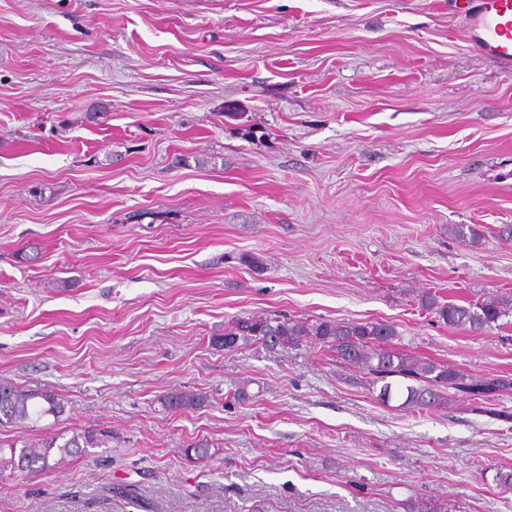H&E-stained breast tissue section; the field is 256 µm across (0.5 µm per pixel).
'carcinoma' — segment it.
Wrapping results in <instances>:
<instances>
[{"instance_id":"1","label":"carcinoma","mask_w":512,"mask_h":512,"mask_svg":"<svg viewBox=\"0 0 512 512\" xmlns=\"http://www.w3.org/2000/svg\"><path fill=\"white\" fill-rule=\"evenodd\" d=\"M425 308L450 326L481 331L512 311V296L500 297L480 304L459 305L442 302L436 295L422 298ZM399 332L391 323L335 321L312 322L293 320L285 314H271L236 320L224 330V349L233 350L241 340H254L269 352H286L303 342L320 345L335 353L336 363L357 369L367 377L368 390L377 399L390 402L393 395L403 397L401 406L427 410L443 406L449 389L468 394L475 400H489L512 390V378L491 376L473 378L460 369L408 352L395 344ZM201 394L173 391L163 399L172 412L193 409L204 403ZM65 411L58 396L46 389H24L8 381H0V426L23 428L28 422L46 415L55 418ZM107 435L87 431L62 443L53 438L31 443L19 438L9 444V452L0 448V473L5 471L40 474L54 467V456L65 458L83 449L106 443ZM442 503L430 498H411L406 512H444Z\"/></svg>"}]
</instances>
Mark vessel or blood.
Wrapping results in <instances>:
<instances>
[{
	"label": "vessel or blood",
	"mask_w": 512,
	"mask_h": 512,
	"mask_svg": "<svg viewBox=\"0 0 512 512\" xmlns=\"http://www.w3.org/2000/svg\"><path fill=\"white\" fill-rule=\"evenodd\" d=\"M465 36L484 57L512 65V0H466Z\"/></svg>",
	"instance_id": "obj_1"
}]
</instances>
